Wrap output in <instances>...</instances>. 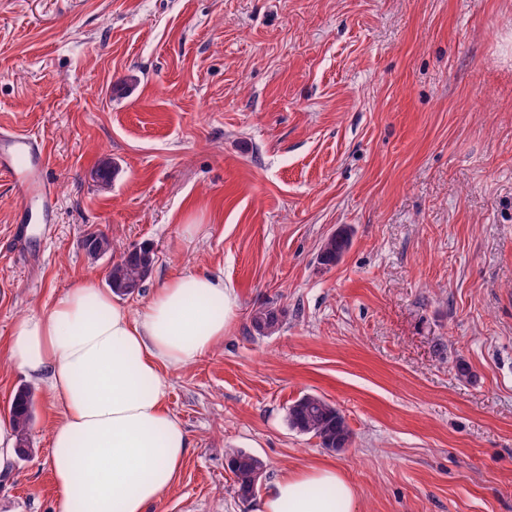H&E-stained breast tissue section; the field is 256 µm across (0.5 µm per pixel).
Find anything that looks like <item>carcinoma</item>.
I'll return each mask as SVG.
<instances>
[{"label":"carcinoma","mask_w":512,"mask_h":512,"mask_svg":"<svg viewBox=\"0 0 512 512\" xmlns=\"http://www.w3.org/2000/svg\"><path fill=\"white\" fill-rule=\"evenodd\" d=\"M93 244L87 254L97 258L112 251V239L103 233L91 234ZM351 233L343 227L327 236L319 249L318 264L326 269L338 265L350 246ZM154 254L142 246L123 251L121 259L112 264L108 273V286L112 293L126 296L142 288L151 275ZM286 317L284 309L274 303L255 309L250 317L251 327L259 336H271L279 331ZM35 393L29 387L19 389L9 407V422L16 436L17 454L29 455V435L33 418ZM288 425L291 429L319 440L323 448L339 451L353 442V432L335 403L322 395L306 393L288 407ZM230 470L234 474L238 496L248 500L255 495V477L262 473L265 464L259 457L242 449L228 450Z\"/></svg>","instance_id":"obj_1"}]
</instances>
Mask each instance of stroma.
Wrapping results in <instances>:
<instances>
[{
	"instance_id": "stroma-1",
	"label": "stroma",
	"mask_w": 512,
	"mask_h": 512,
	"mask_svg": "<svg viewBox=\"0 0 512 512\" xmlns=\"http://www.w3.org/2000/svg\"><path fill=\"white\" fill-rule=\"evenodd\" d=\"M1 126L42 139L56 208L25 222L0 174V426L31 385L15 321L146 244L131 309L187 273L239 303L167 374L190 448L147 512H249L229 448L265 462L264 489L335 464L358 512H512V0H0ZM97 230L114 249L93 261ZM270 302L283 325L256 335ZM306 393L342 411L349 448L289 427ZM35 394L0 512H53L61 415ZM350 241L351 233L345 227L327 236L323 240L317 255L318 264L326 269L336 267L349 249ZM285 317L286 312L283 308L270 303L252 312L250 317L251 327L259 336H271L282 327Z\"/></svg>"
}]
</instances>
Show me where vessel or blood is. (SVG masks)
Wrapping results in <instances>:
<instances>
[{"instance_id":"1","label":"vessel or blood","mask_w":512,"mask_h":512,"mask_svg":"<svg viewBox=\"0 0 512 512\" xmlns=\"http://www.w3.org/2000/svg\"><path fill=\"white\" fill-rule=\"evenodd\" d=\"M47 156L36 137L0 129V170L5 171L18 195L37 204L42 221L53 213V188L47 176Z\"/></svg>"}]
</instances>
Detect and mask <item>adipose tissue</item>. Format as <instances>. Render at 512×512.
<instances>
[{"label": "adipose tissue", "instance_id": "ef3b65f1", "mask_svg": "<svg viewBox=\"0 0 512 512\" xmlns=\"http://www.w3.org/2000/svg\"><path fill=\"white\" fill-rule=\"evenodd\" d=\"M238 303L208 273L163 283L131 311L95 280L15 323L9 359L42 382L62 421L50 435L54 512H146L174 485L189 438L169 411L166 370L223 341ZM250 512H358L333 465L283 471Z\"/></svg>", "mask_w": 512, "mask_h": 512}]
</instances>
